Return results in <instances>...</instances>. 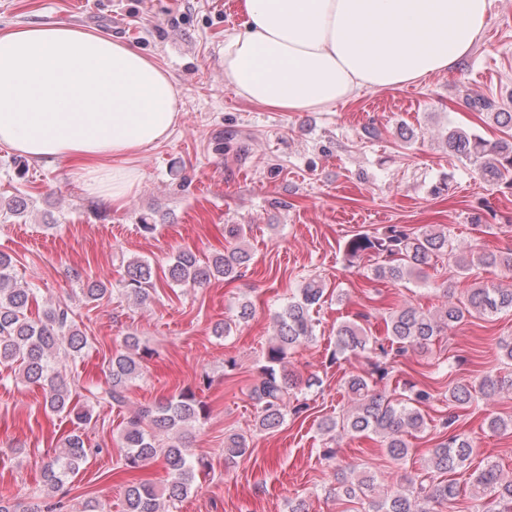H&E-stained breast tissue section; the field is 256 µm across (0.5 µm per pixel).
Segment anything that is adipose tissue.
I'll return each mask as SVG.
<instances>
[{
  "label": "adipose tissue",
  "instance_id": "ef3b65f1",
  "mask_svg": "<svg viewBox=\"0 0 512 512\" xmlns=\"http://www.w3.org/2000/svg\"><path fill=\"white\" fill-rule=\"evenodd\" d=\"M494 0H241L224 33V80L281 112L331 110L366 89L460 63ZM182 115L169 72L111 36L71 26L0 31V147L68 161L85 191L123 205L131 161L169 139Z\"/></svg>",
  "mask_w": 512,
  "mask_h": 512
}]
</instances>
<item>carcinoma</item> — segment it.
I'll use <instances>...</instances> for the list:
<instances>
[{"mask_svg": "<svg viewBox=\"0 0 512 512\" xmlns=\"http://www.w3.org/2000/svg\"><path fill=\"white\" fill-rule=\"evenodd\" d=\"M472 112L485 113L501 128L504 137L490 143L474 131L451 126L445 135L448 151L468 161L490 186L502 184L512 188V112L500 111L501 105L491 97L476 96L467 101ZM342 254L352 266L372 257V279L393 284L412 280L426 282L427 270L437 261L448 259V278L443 292L448 301L433 312L425 313L406 301L387 312L384 336H373L357 320L345 321L336 327L335 349L329 363L339 357L365 354L371 359L368 374H352L344 387L352 395L354 406L338 416L319 423V429L333 443L347 437L379 439L387 455L396 462L410 456L406 435L424 431L428 423L420 406L431 402L434 395L426 389L409 386L401 398H387L376 383L387 379L392 366L391 353L401 355L410 349L426 350L433 338L450 330L467 318L485 319L502 312H512V286L482 284L456 294L455 280L474 265L498 270L512 278V248L490 250L477 246L460 252L454 246L450 231L438 225H426L412 231L400 224H386L374 231L358 232L342 245ZM252 256L242 247H235L207 259L191 251H181L168 268V277L180 286L196 287L223 277L231 280L248 267ZM153 268L143 259L127 262L123 288L142 303L150 293ZM325 286L316 278L304 282L296 294L275 315L276 333L270 340L259 379L251 394L257 404L259 429L274 431L290 411L298 415L306 404L291 405L297 389L320 385L311 376L301 381L286 373L288 353L315 337L313 309L324 297ZM86 301L95 302L112 296V289L98 281H89L82 289ZM34 290L18 282L12 257L0 252V365L18 369L19 378L39 384L45 392V407L63 413L85 424L91 420L89 410L75 403L72 390L62 376L60 367L68 359L79 357L87 338L77 328L73 311L59 303L46 309L42 316H30ZM126 350L112 355L108 362V388L91 393L92 399L121 407L126 390L143 370L144 355L139 352L137 338L125 339ZM512 391V376L487 372L473 382H455L448 386V416L442 419V441L432 450L425 473L404 476L396 487L381 486L374 475L355 469L344 470L337 478L333 494L336 498L367 499L365 512H441L462 494L463 488L452 478L470 468L472 442L466 432L456 426L457 411L504 392ZM204 404L196 393L185 389L167 398L152 410L129 418L121 440L124 471L130 474L124 489L123 512H166V503L182 498L195 483L201 460L192 459L182 430L202 416ZM163 433L168 443L162 445L156 434ZM249 445L241 434L224 439L225 458L232 461L246 455ZM90 449L79 433L68 436L61 451L46 462L42 471L46 498L57 493L66 481L77 475L85 464ZM162 458L167 468L165 487L139 478L136 472L146 462ZM472 496L481 501L476 512H512V480L504 479L494 461L477 467L468 477Z\"/></svg>", "mask_w": 512, "mask_h": 512, "instance_id": "carcinoma-1", "label": "carcinoma"}]
</instances>
